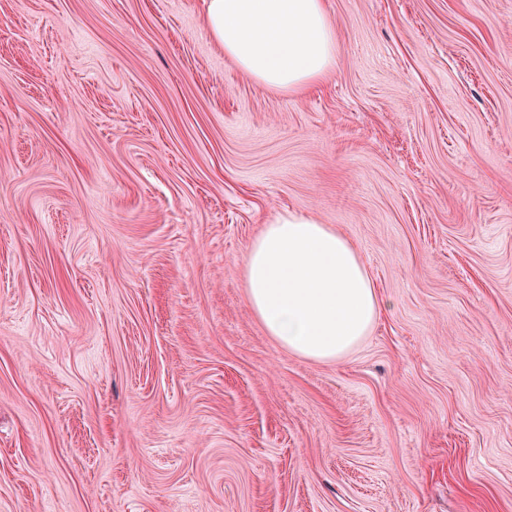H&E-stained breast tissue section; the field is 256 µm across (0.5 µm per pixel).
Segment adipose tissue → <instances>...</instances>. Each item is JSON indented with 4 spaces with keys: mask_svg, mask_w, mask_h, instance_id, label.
Instances as JSON below:
<instances>
[{
    "mask_svg": "<svg viewBox=\"0 0 512 512\" xmlns=\"http://www.w3.org/2000/svg\"><path fill=\"white\" fill-rule=\"evenodd\" d=\"M206 34L253 80L295 93L336 68L325 0H204ZM248 305L268 336L305 359L339 363L384 302L348 238L299 211L280 212L253 241Z\"/></svg>",
    "mask_w": 512,
    "mask_h": 512,
    "instance_id": "obj_1",
    "label": "adipose tissue"
}]
</instances>
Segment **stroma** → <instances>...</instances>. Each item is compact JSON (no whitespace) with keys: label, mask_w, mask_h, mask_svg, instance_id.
Returning <instances> with one entry per match:
<instances>
[{"label":"stroma","mask_w":512,"mask_h":512,"mask_svg":"<svg viewBox=\"0 0 512 512\" xmlns=\"http://www.w3.org/2000/svg\"><path fill=\"white\" fill-rule=\"evenodd\" d=\"M265 88L204 0H0V512H512V0H326ZM295 209L386 309L341 363L251 312Z\"/></svg>","instance_id":"1"}]
</instances>
